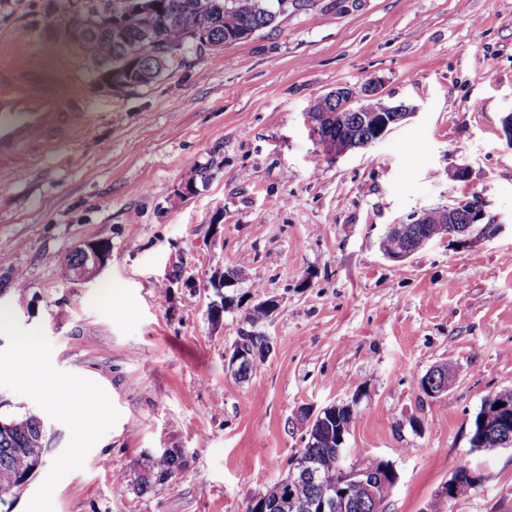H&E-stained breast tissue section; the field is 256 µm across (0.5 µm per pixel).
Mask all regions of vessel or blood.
<instances>
[{
    "label": "vessel or blood",
    "instance_id": "obj_1",
    "mask_svg": "<svg viewBox=\"0 0 512 512\" xmlns=\"http://www.w3.org/2000/svg\"><path fill=\"white\" fill-rule=\"evenodd\" d=\"M87 103L77 86L50 82L20 51L0 53V174L25 168L32 149L55 151L83 129Z\"/></svg>",
    "mask_w": 512,
    "mask_h": 512
}]
</instances>
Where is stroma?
<instances>
[{
	"label": "stroma",
	"instance_id": "obj_1",
	"mask_svg": "<svg viewBox=\"0 0 512 512\" xmlns=\"http://www.w3.org/2000/svg\"><path fill=\"white\" fill-rule=\"evenodd\" d=\"M268 4L275 23L249 40L112 89L56 0H0V43L74 78L90 112L78 138L0 176V418L33 414L47 431L43 464L0 512H245L302 448L298 410L354 397L347 447L399 473L383 512H426L463 466L495 480L444 512H512V449L468 443L482 399L512 385V0ZM367 81L415 115L329 156L309 100ZM473 195L499 235L401 262L381 252L390 225ZM98 243L105 266L66 278L68 256ZM271 297L273 350L237 379L228 353ZM23 337L44 388H98L107 416L83 447L11 368ZM444 362L456 385L428 398L416 380ZM160 448L184 449L188 467L137 493L131 467Z\"/></svg>",
	"mask_w": 512,
	"mask_h": 512
}]
</instances>
